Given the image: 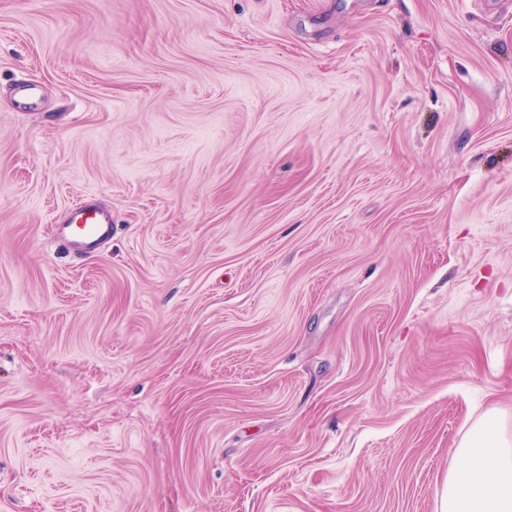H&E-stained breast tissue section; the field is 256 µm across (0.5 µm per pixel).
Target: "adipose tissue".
I'll return each instance as SVG.
<instances>
[{
	"instance_id": "adipose-tissue-1",
	"label": "adipose tissue",
	"mask_w": 512,
	"mask_h": 512,
	"mask_svg": "<svg viewBox=\"0 0 512 512\" xmlns=\"http://www.w3.org/2000/svg\"><path fill=\"white\" fill-rule=\"evenodd\" d=\"M441 495L442 512H512V434L488 413L456 451Z\"/></svg>"
}]
</instances>
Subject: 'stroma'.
I'll return each mask as SVG.
<instances>
[{
    "instance_id": "1",
    "label": "stroma",
    "mask_w": 512,
    "mask_h": 512,
    "mask_svg": "<svg viewBox=\"0 0 512 512\" xmlns=\"http://www.w3.org/2000/svg\"><path fill=\"white\" fill-rule=\"evenodd\" d=\"M492 411L512 0H0V512H441ZM109 237H112L111 212L87 206L72 210L66 224L57 228V238L64 247L74 250L77 245L83 253L95 252Z\"/></svg>"
}]
</instances>
